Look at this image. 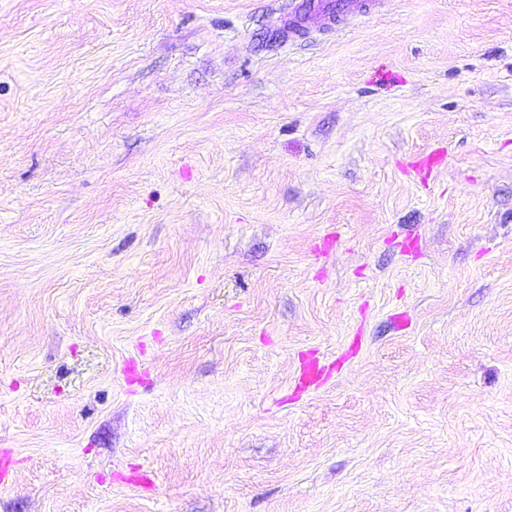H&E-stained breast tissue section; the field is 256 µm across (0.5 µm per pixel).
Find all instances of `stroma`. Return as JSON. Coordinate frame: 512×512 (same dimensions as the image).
I'll list each match as a JSON object with an SVG mask.
<instances>
[{
    "mask_svg": "<svg viewBox=\"0 0 512 512\" xmlns=\"http://www.w3.org/2000/svg\"><path fill=\"white\" fill-rule=\"evenodd\" d=\"M300 2L0 0V512H512V0ZM376 0H302L299 10L288 18V32L298 34L310 24L332 28L336 20L371 11Z\"/></svg>",
    "mask_w": 512,
    "mask_h": 512,
    "instance_id": "1",
    "label": "stroma"
}]
</instances>
